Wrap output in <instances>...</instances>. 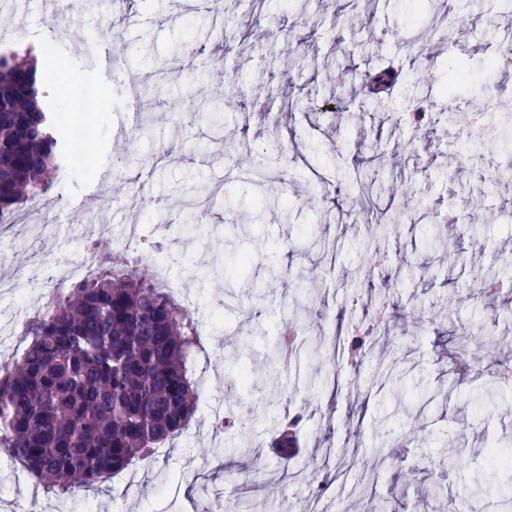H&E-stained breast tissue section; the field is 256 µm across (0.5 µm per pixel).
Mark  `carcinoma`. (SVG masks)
I'll return each mask as SVG.
<instances>
[{
	"instance_id": "carcinoma-1",
	"label": "carcinoma",
	"mask_w": 512,
	"mask_h": 512,
	"mask_svg": "<svg viewBox=\"0 0 512 512\" xmlns=\"http://www.w3.org/2000/svg\"><path fill=\"white\" fill-rule=\"evenodd\" d=\"M393 68L365 70L367 91L391 85ZM53 69L36 65L33 49L0 53V215L21 212L24 199L44 194L66 165L57 122L46 103ZM448 99L423 100L411 121L447 110ZM349 177L365 211L389 222L395 211L381 208L384 182L367 179L362 164L385 159V144H363ZM236 163L257 186L268 182L247 144ZM30 342L21 361L0 376V446L10 449L38 478L69 489L75 481L99 486L134 462L148 461L155 448L170 445L189 427L199 397L189 362L202 345L192 312L152 278L150 265L104 261L83 281L51 301L27 325ZM300 328L281 321L267 365L281 371L297 348ZM372 326L351 336L347 348L364 357L375 342ZM272 447H297L296 433L278 432Z\"/></svg>"
}]
</instances>
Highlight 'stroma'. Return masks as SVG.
I'll return each instance as SVG.
<instances>
[{
  "label": "stroma",
  "instance_id": "obj_1",
  "mask_svg": "<svg viewBox=\"0 0 512 512\" xmlns=\"http://www.w3.org/2000/svg\"><path fill=\"white\" fill-rule=\"evenodd\" d=\"M502 2L379 0L374 15L345 21L337 45L306 38L307 17L333 15L336 0H266L264 14L281 24L276 38L249 0L209 9L127 0L129 15L142 18L138 25L116 21L107 0H78L57 34L51 110L68 115L73 94L85 89L100 91L105 109L87 124L88 163L63 171L37 199L36 223L0 226V279L12 277L21 258L30 260L25 278L0 294V362L21 360L22 350L10 344L45 302L50 270L84 262L99 236L116 240L139 224L205 324L199 367L206 380L190 427L153 462L63 495L23 478L20 462L2 464L0 512H100L105 505L112 512H224L228 501L244 512H372L381 496L391 512H495L504 475L491 460L512 457V404H501L503 389L485 367L512 365V269L501 275L499 294L482 297L469 285L496 256L512 257V207L505 205L512 198V121L498 122V139L471 142L443 115L402 155L404 175L425 173L418 202L398 222L366 224L344 162L364 138L378 134L391 144L409 134L390 113L363 110L360 93L329 118L320 110L335 100L329 83L297 60L348 59L362 71L394 64L400 44L444 14L457 32L430 53L441 76L430 91L437 97L457 82L458 57L480 58L512 37L492 23ZM12 6L14 16L0 24V49L22 52L23 32L46 27L51 11L43 0ZM111 52L117 61L108 66ZM179 60L189 73L151 101L134 99V84ZM230 92L252 108L228 112L223 140L211 123L175 121L203 99ZM146 112L169 118L126 150ZM243 127L253 130L255 153L275 138L282 145L269 176L288 208L269 211L261 224L226 204L256 193L228 161ZM216 183L222 189L209 201L196 203L189 192ZM192 203L199 218L189 222ZM238 253L253 258L247 279L267 280L275 267L290 271L288 282L252 303L242 289L209 276L212 265ZM310 278L313 288H301ZM385 279L395 286L389 336L371 361L353 368L341 340L371 311ZM283 316L297 320L318 350L277 374L265 357ZM242 363L252 369L244 388L232 379ZM230 405L249 438L215 432L208 422L213 410ZM299 409V446L286 458L270 442L279 420ZM257 447L264 472L249 489L244 472ZM376 463V488L359 492V474Z\"/></svg>",
  "mask_w": 512,
  "mask_h": 512
}]
</instances>
